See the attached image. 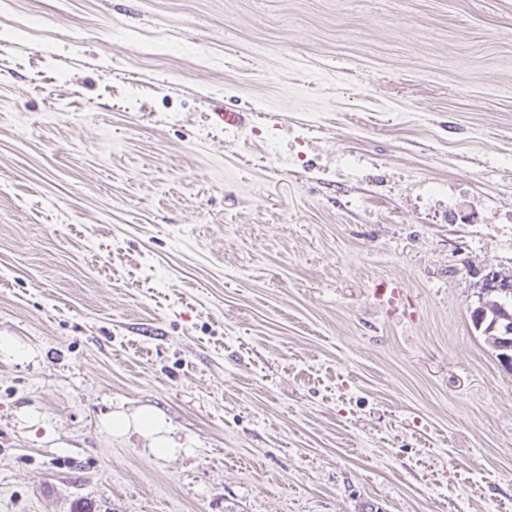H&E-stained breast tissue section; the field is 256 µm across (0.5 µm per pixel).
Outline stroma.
Segmentation results:
<instances>
[{"instance_id": "35a3bbf8", "label": "stroma", "mask_w": 512, "mask_h": 512, "mask_svg": "<svg viewBox=\"0 0 512 512\" xmlns=\"http://www.w3.org/2000/svg\"><path fill=\"white\" fill-rule=\"evenodd\" d=\"M22 19L0 512H512V368L471 318L512 274V0L0 9ZM144 406L182 452L104 428Z\"/></svg>"}]
</instances>
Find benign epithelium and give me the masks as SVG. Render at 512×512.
<instances>
[{"mask_svg":"<svg viewBox=\"0 0 512 512\" xmlns=\"http://www.w3.org/2000/svg\"><path fill=\"white\" fill-rule=\"evenodd\" d=\"M512 276H503L491 270L484 278L482 295L475 316L484 324L487 315L493 320L485 330L487 341L500 353L501 359L512 365Z\"/></svg>","mask_w":512,"mask_h":512,"instance_id":"obj_1","label":"benign epithelium"}]
</instances>
